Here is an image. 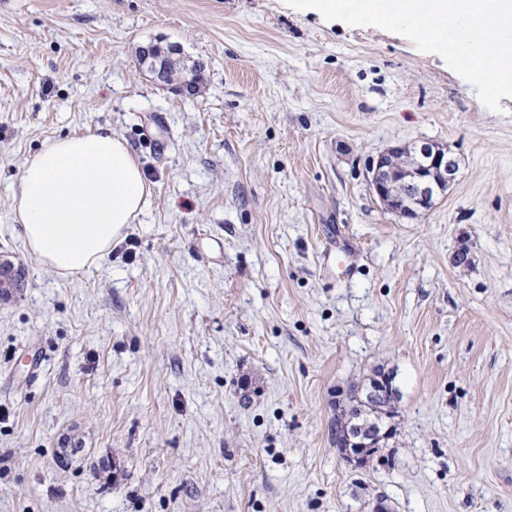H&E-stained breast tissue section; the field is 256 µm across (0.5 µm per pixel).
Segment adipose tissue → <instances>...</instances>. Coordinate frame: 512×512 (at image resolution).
Here are the masks:
<instances>
[{"label":"adipose tissue","mask_w":512,"mask_h":512,"mask_svg":"<svg viewBox=\"0 0 512 512\" xmlns=\"http://www.w3.org/2000/svg\"><path fill=\"white\" fill-rule=\"evenodd\" d=\"M149 193L126 141L100 128L53 139L26 159L12 212L29 254L73 274L100 266Z\"/></svg>","instance_id":"adipose-tissue-1"}]
</instances>
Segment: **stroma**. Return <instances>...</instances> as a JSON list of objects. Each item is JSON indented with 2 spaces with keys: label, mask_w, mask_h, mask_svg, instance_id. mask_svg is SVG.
Segmentation results:
<instances>
[{
  "label": "stroma",
  "mask_w": 512,
  "mask_h": 512,
  "mask_svg": "<svg viewBox=\"0 0 512 512\" xmlns=\"http://www.w3.org/2000/svg\"><path fill=\"white\" fill-rule=\"evenodd\" d=\"M203 62L156 84L141 47ZM284 0H0V512H512V98ZM108 127L152 192L61 276L12 216L24 161ZM458 161L401 219L368 169ZM343 266L324 269L327 256ZM400 398L363 469L333 434L372 372Z\"/></svg>",
  "instance_id": "1"
}]
</instances>
